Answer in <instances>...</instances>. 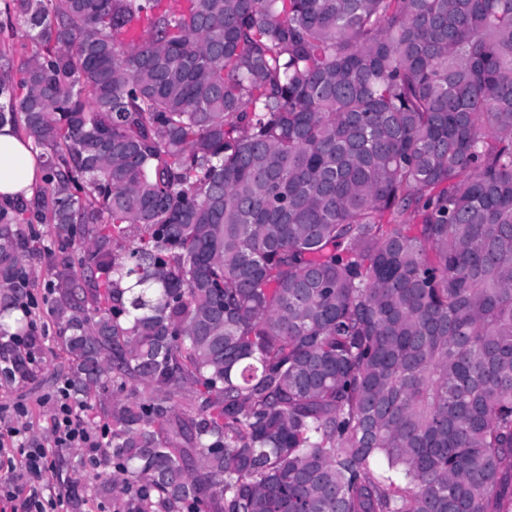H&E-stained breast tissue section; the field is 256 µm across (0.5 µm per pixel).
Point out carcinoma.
<instances>
[{"instance_id":"cac0c4a2","label":"carcinoma","mask_w":512,"mask_h":512,"mask_svg":"<svg viewBox=\"0 0 512 512\" xmlns=\"http://www.w3.org/2000/svg\"><path fill=\"white\" fill-rule=\"evenodd\" d=\"M5 12L4 378L37 256L113 512H512V0ZM6 0H0V52L10 53L14 57L15 65H18L23 57L22 44L27 40L22 37V30L20 26L12 19L13 31L11 26L7 23L4 14V3ZM7 23V25H6ZM9 51V52H8ZM39 156L43 152L37 149ZM38 156V157H39ZM30 141L16 134L11 125L0 127V203L28 198L44 177Z\"/></svg>"}]
</instances>
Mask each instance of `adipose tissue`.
I'll use <instances>...</instances> for the list:
<instances>
[{"label": "adipose tissue", "instance_id": "adipose-tissue-1", "mask_svg": "<svg viewBox=\"0 0 512 512\" xmlns=\"http://www.w3.org/2000/svg\"><path fill=\"white\" fill-rule=\"evenodd\" d=\"M42 177L30 142L18 136L12 126L0 127V203L30 197Z\"/></svg>", "mask_w": 512, "mask_h": 512}]
</instances>
